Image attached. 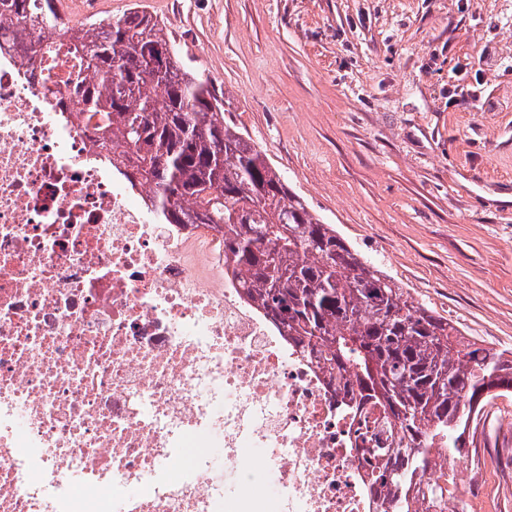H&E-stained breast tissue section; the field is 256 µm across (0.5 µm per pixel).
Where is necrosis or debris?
<instances>
[{
  "instance_id": "1",
  "label": "necrosis or debris",
  "mask_w": 512,
  "mask_h": 512,
  "mask_svg": "<svg viewBox=\"0 0 512 512\" xmlns=\"http://www.w3.org/2000/svg\"><path fill=\"white\" fill-rule=\"evenodd\" d=\"M89 78L69 39L30 63L0 41V512H379L365 415L244 298L221 233L120 181ZM430 454L466 498L472 459ZM247 482L252 491L265 496L269 502H274L277 487L273 476L249 471L247 473Z\"/></svg>"
}]
</instances>
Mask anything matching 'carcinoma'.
I'll return each instance as SVG.
<instances>
[{
	"mask_svg": "<svg viewBox=\"0 0 512 512\" xmlns=\"http://www.w3.org/2000/svg\"><path fill=\"white\" fill-rule=\"evenodd\" d=\"M58 0H0V28L35 50L57 32ZM74 51L92 79L78 95L105 118L130 184L154 190L165 224L224 231L244 296L288 341L328 371L394 431L369 490L381 512L448 505V488L423 480L428 449L466 450L471 414L512 393V352L465 337L360 259L234 125L207 81L187 71L158 21L135 8L92 23ZM156 54L160 71L148 66Z\"/></svg>",
	"mask_w": 512,
	"mask_h": 512,
	"instance_id": "carcinoma-1",
	"label": "carcinoma"
}]
</instances>
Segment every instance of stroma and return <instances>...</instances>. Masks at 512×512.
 Segmentation results:
<instances>
[{
    "label": "stroma",
    "instance_id": "stroma-1",
    "mask_svg": "<svg viewBox=\"0 0 512 512\" xmlns=\"http://www.w3.org/2000/svg\"><path fill=\"white\" fill-rule=\"evenodd\" d=\"M135 3L353 250L465 337L512 352V0L83 8L109 20ZM478 469L463 512H512V468L488 454Z\"/></svg>",
    "mask_w": 512,
    "mask_h": 512
}]
</instances>
